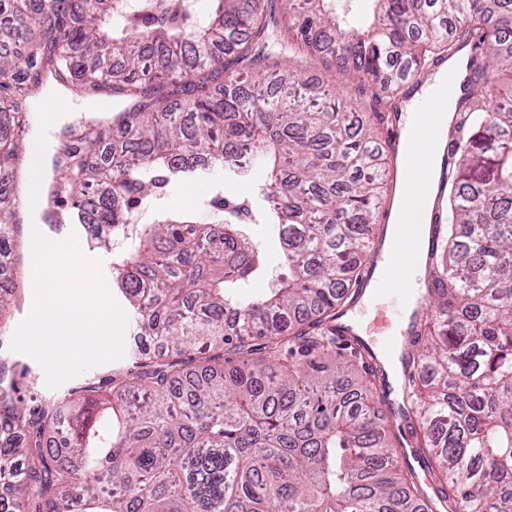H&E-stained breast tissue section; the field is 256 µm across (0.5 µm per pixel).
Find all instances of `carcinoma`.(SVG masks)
<instances>
[{"label":"carcinoma","mask_w":512,"mask_h":512,"mask_svg":"<svg viewBox=\"0 0 512 512\" xmlns=\"http://www.w3.org/2000/svg\"><path fill=\"white\" fill-rule=\"evenodd\" d=\"M0 0V114L30 112L28 71L60 86L131 92L132 107L84 125L54 167L58 201L102 225L97 245L128 235L129 212L168 176L220 166L263 181L262 201L287 271L248 299L237 289L265 257L215 203L219 222L170 213L136 229L113 285L135 335L157 350L40 410L36 434L14 410L0 423L5 512H512V0H210L211 16L141 24L133 0ZM160 82L150 61L181 69ZM467 51L450 125L448 236L428 252L416 348L402 365L401 415L432 482L398 466L394 402L371 373L352 386L334 364L336 321L385 243L377 224L385 145L431 63ZM325 55L358 79L356 96L304 80ZM18 148L0 128V262L22 204ZM107 477L109 487L89 491Z\"/></svg>","instance_id":"carcinoma-1"}]
</instances>
